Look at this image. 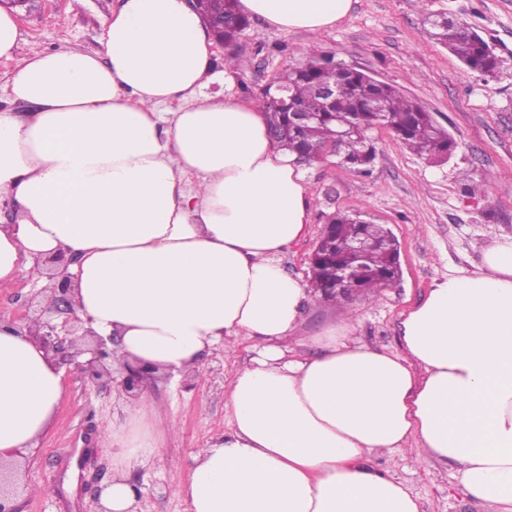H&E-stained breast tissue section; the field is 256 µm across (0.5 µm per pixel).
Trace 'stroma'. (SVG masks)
Returning a JSON list of instances; mask_svg holds the SVG:
<instances>
[{
	"label": "stroma",
	"instance_id": "35a3bbf8",
	"mask_svg": "<svg viewBox=\"0 0 512 512\" xmlns=\"http://www.w3.org/2000/svg\"><path fill=\"white\" fill-rule=\"evenodd\" d=\"M116 5L117 0H29L18 11L20 55L52 50L63 41L97 51ZM432 12L472 26L496 48L506 61L498 79L484 82L430 38L424 17ZM314 40L335 60L417 98L457 143L446 163L432 166L380 130L369 176L339 167L333 155L303 167L313 199L311 220L304 238L281 254L282 268L308 278V256L326 214L358 212L385 225L399 245L401 278L376 299L361 295L347 308L365 343L396 351L402 314L448 271L472 268L494 241L512 235V0H353L351 13L315 38L253 22L234 48L236 95L255 100L279 73L305 61ZM476 184L480 192L467 194V186ZM41 277L36 267L21 268L0 286V311L16 318L27 313ZM249 358L246 346H215L201 358V375L185 374L175 383L159 372L144 383L142 397L174 419L178 431L159 441L155 461L129 474L142 490L140 512H185L171 489L190 476L196 449L223 432L224 384ZM128 401L115 384L87 383L66 370L52 428L19 460L7 487L19 512H98L101 491L112 480L106 436L128 425ZM373 465L409 486L420 512H479L461 492L453 464L396 456Z\"/></svg>",
	"mask_w": 512,
	"mask_h": 512
}]
</instances>
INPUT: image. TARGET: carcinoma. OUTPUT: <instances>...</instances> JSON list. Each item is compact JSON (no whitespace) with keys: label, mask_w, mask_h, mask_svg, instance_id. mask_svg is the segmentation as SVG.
I'll return each mask as SVG.
<instances>
[{"label":"carcinoma","mask_w":512,"mask_h":512,"mask_svg":"<svg viewBox=\"0 0 512 512\" xmlns=\"http://www.w3.org/2000/svg\"><path fill=\"white\" fill-rule=\"evenodd\" d=\"M196 2L206 16L224 13L227 48L250 27L249 18L236 10V0ZM425 24L430 26V35L471 71L488 79L501 73L504 60L477 33L457 35L455 28L460 23L444 13L426 15ZM278 81L284 90L272 88L262 94L259 106L267 114L269 132H277L276 141L308 160L323 152L333 140L337 165L369 175L377 155L372 132L380 126L390 130L410 152L429 161L449 156L457 147L448 131L420 101L357 67L334 61L319 50L315 41L309 47L308 59L281 74ZM323 89L332 90L326 101L320 96ZM291 112H315L317 117L293 129L288 127ZM343 120L357 126L355 134L332 137L333 132H341ZM326 223L336 227L331 256L349 268L363 294L377 298L384 288V275L389 273V257L377 255L359 260L352 255L349 243L358 235L383 239L390 230L368 221L360 213L348 211L328 215Z\"/></svg>","instance_id":"obj_1"}]
</instances>
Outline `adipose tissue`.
I'll use <instances>...</instances> for the list:
<instances>
[{
    "instance_id": "1",
    "label": "adipose tissue",
    "mask_w": 512,
    "mask_h": 512,
    "mask_svg": "<svg viewBox=\"0 0 512 512\" xmlns=\"http://www.w3.org/2000/svg\"><path fill=\"white\" fill-rule=\"evenodd\" d=\"M353 0H238L272 29L319 33ZM0 10V60L20 112H0V284L63 252L74 308L118 337L113 367L173 376L217 345L253 355L224 391L228 427L194 456L175 497L188 512H419L409 487L371 460L452 462L482 512H512V236L474 270L449 272L405 312L400 350L370 346L344 315L311 335L309 300L284 248L310 221L294 154L254 102L221 92L215 43L188 0H119L98 51L19 56ZM64 372L0 314V461L37 447ZM137 432L114 431L106 512H137L129 470L176 433L131 402Z\"/></svg>"
}]
</instances>
